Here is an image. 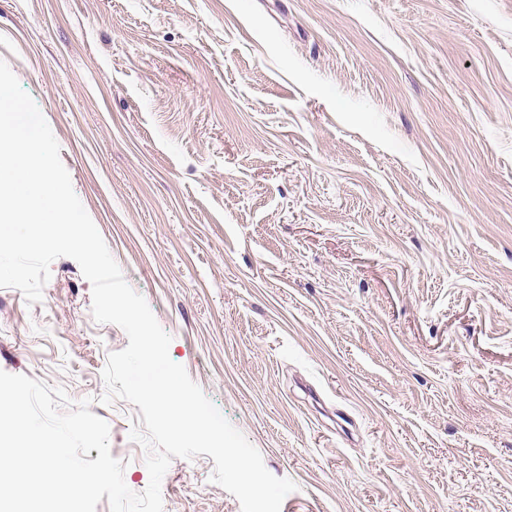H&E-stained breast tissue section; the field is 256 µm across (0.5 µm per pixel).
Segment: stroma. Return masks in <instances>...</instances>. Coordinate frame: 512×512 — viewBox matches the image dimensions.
<instances>
[{
	"instance_id": "1",
	"label": "stroma",
	"mask_w": 512,
	"mask_h": 512,
	"mask_svg": "<svg viewBox=\"0 0 512 512\" xmlns=\"http://www.w3.org/2000/svg\"><path fill=\"white\" fill-rule=\"evenodd\" d=\"M0 61L281 512H512V0H0ZM91 292L0 288V370L91 399L140 493ZM213 471L163 512H241Z\"/></svg>"
}]
</instances>
